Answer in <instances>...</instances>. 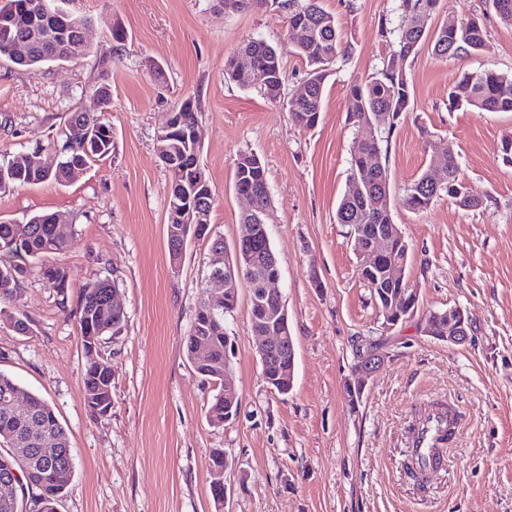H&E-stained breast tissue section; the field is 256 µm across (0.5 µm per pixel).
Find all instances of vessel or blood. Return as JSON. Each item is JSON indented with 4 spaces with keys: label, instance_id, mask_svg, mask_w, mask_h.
Wrapping results in <instances>:
<instances>
[{
    "label": "vessel or blood",
    "instance_id": "obj_1",
    "mask_svg": "<svg viewBox=\"0 0 512 512\" xmlns=\"http://www.w3.org/2000/svg\"><path fill=\"white\" fill-rule=\"evenodd\" d=\"M460 422L459 412L442 405L418 413L407 429L410 455L427 467L437 466L444 448L454 439Z\"/></svg>",
    "mask_w": 512,
    "mask_h": 512
}]
</instances>
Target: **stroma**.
<instances>
[{
	"label": "stroma",
	"instance_id": "1",
	"mask_svg": "<svg viewBox=\"0 0 512 512\" xmlns=\"http://www.w3.org/2000/svg\"><path fill=\"white\" fill-rule=\"evenodd\" d=\"M323 5L336 19L341 46L310 129L295 127L281 104L224 77L243 38L284 41L288 11L278 2L227 14L214 0H65L87 20L86 55L35 73L0 58L6 160L60 142L70 112L97 111L98 59L115 46L113 26L126 34L106 114L112 157L63 185L0 192V222L57 213L75 226L66 248L33 264L0 309V373L49 402L73 448L58 512H512V163L499 150L512 137V112L448 105L460 72L492 65L512 75V26L486 0H440L436 22L482 20L483 50L441 60L425 46L406 65L414 108L383 142L382 157L419 303L387 330L336 208L358 134L347 92L381 68L405 20L398 0ZM156 64L161 73L153 72ZM187 97L198 106L199 162L215 195L211 226L226 247L244 234L240 217L248 206L234 189V161L248 151L265 166L276 287L295 346L293 388L281 395L261 376L250 289L239 283L226 327L242 409L236 422L220 427L207 420L216 388L185 349L219 257L194 241L180 264H170L171 173L157 152L169 113ZM436 140L452 145L460 179L482 199L478 208L445 197L420 212L403 205L405 187L445 165V155L429 147ZM45 263L67 271V299L46 284ZM98 275L117 280L126 312L119 335L101 343L112 362V409L104 416L93 415L84 399L78 325L79 288ZM456 306L468 313L469 341L424 335L427 312ZM18 319L27 333L15 330ZM361 336L378 339L386 359L354 405L345 387L357 382L353 345ZM439 399L454 402L464 422L446 466L420 484L405 465V426L418 404ZM215 448L233 461L221 505L211 492Z\"/></svg>",
	"mask_w": 512,
	"mask_h": 512
}]
</instances>
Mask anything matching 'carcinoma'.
<instances>
[{
  "mask_svg": "<svg viewBox=\"0 0 512 512\" xmlns=\"http://www.w3.org/2000/svg\"><path fill=\"white\" fill-rule=\"evenodd\" d=\"M440 0H400V9L408 22L399 28L389 56L375 76L363 83L351 86L347 97V113L356 126H369L379 112L390 114L391 122L385 130H391L401 115L411 110L412 91L403 62L416 56L422 45L430 43L432 54L438 59L475 55L482 51L488 37L487 29L476 19L465 22H444L431 27V20L439 9ZM501 22L512 25V0H488ZM290 16L286 39L280 45H271L260 39L246 38L237 54L246 55L250 61L247 69L232 58L225 66L227 78L242 89L256 88L272 102H286L291 122L299 128L314 127L320 117L323 102L324 81L339 53L340 34L332 14L322 6V0H290ZM38 31L19 30L12 35L30 39L28 58L16 64L34 71L54 61V56L64 48L80 58L88 51L83 43L80 28L74 27L66 40L59 41L51 28L37 25ZM291 53L309 67L305 82L306 93L299 97L284 96L282 57ZM115 57L99 59L95 88L102 92L104 106H110L112 93L110 82ZM454 107H470L485 112H512V75L493 66L476 71H465L449 93ZM197 103L187 97L175 107V117L170 128L157 138L159 156H167L176 162L170 167L171 186L168 202L167 233L170 238L210 239V245H222L224 240L211 233L210 221L214 207V194L210 184L197 183L194 164L199 152V142L194 138L197 123ZM89 136L91 153H86L78 131ZM382 130L376 129L369 137L353 143L351 149V174L348 191L336 209L339 224H361L369 235L382 233L393 223L390 210L378 207L375 202L390 193L387 169L381 162ZM114 151L112 125L104 112H72L61 144L51 147L41 166L33 167L26 153H18L0 163V191L29 184L53 181L58 184L72 180L70 164L82 162L90 165L109 158ZM445 180L439 186L431 184L427 173L415 179L404 190L403 205L419 212L428 209L434 201L446 196L463 209H473L481 204V198L463 183L458 175L457 155L452 146L446 148ZM234 188L243 193H254L259 207L270 206L266 170L260 158L251 152H241L234 161ZM191 200L204 213V222L194 226L184 224L180 207ZM74 233V225L57 223V215L37 214L24 224L0 222V301L11 300L19 288L20 279L31 262L62 250ZM253 277L259 278L274 271L269 261L271 245L269 235L260 234L252 244ZM42 275L56 294L67 298L71 285L62 267L46 265ZM365 283L378 306L390 307V311L406 316L417 306L412 291L406 286L388 284L384 269L374 268V274L365 277ZM115 281L96 277L79 289V329L81 338L92 336L96 344L106 335L122 330L126 313L109 305V294L116 289ZM214 300L210 288L202 291L195 318L186 340L187 356L195 352L194 340L201 336L210 347L205 363L195 366L197 372L224 385V318L235 310L227 305L217 309L214 317L204 314L206 305ZM424 332L433 338L448 335V315L439 310L425 317ZM288 353L276 351L268 368L269 377L282 378V369L288 368ZM85 402L94 409L101 390L106 399L112 400V371L98 373V367L86 364L83 373ZM23 395L29 404L28 414L18 422L0 406V476L10 462L21 475L20 490H37L31 496L32 512H57L59 500L68 487L57 484L50 475L60 470L72 472L73 462L62 468V462L49 456L39 455L41 441L51 440L68 457H73L66 431L59 423L51 406L40 396L23 389L13 378L0 373V396L4 393Z\"/></svg>",
  "mask_w": 512,
  "mask_h": 512,
  "instance_id": "cac0c4a2",
  "label": "carcinoma"
}]
</instances>
